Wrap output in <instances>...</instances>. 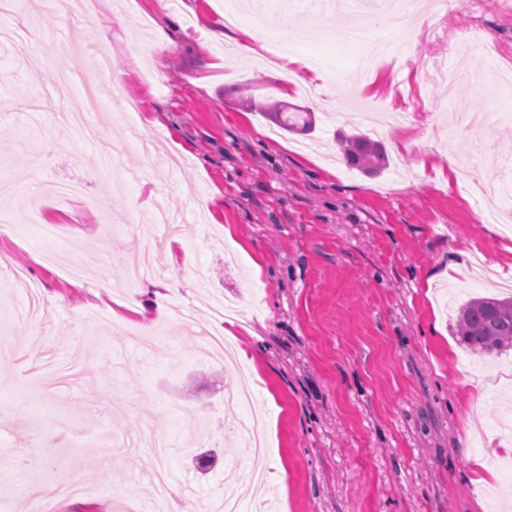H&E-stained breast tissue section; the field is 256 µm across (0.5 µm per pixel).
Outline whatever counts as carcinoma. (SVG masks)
Instances as JSON below:
<instances>
[{
	"mask_svg": "<svg viewBox=\"0 0 512 512\" xmlns=\"http://www.w3.org/2000/svg\"><path fill=\"white\" fill-rule=\"evenodd\" d=\"M267 117L285 131L306 132L311 129V114L290 112L288 107L271 105ZM344 159L349 166L370 175L387 165L382 143L363 134L339 136ZM456 335L474 354L499 353L512 349V297H473L458 311Z\"/></svg>",
	"mask_w": 512,
	"mask_h": 512,
	"instance_id": "carcinoma-1",
	"label": "carcinoma"
}]
</instances>
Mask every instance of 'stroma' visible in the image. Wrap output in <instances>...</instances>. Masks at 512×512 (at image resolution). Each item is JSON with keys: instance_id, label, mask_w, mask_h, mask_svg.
<instances>
[{"instance_id": "1", "label": "stroma", "mask_w": 512, "mask_h": 512, "mask_svg": "<svg viewBox=\"0 0 512 512\" xmlns=\"http://www.w3.org/2000/svg\"><path fill=\"white\" fill-rule=\"evenodd\" d=\"M111 68L92 73L108 94L91 113L131 175L122 192L100 171L95 145L68 120L80 88L59 73L86 48L47 0L0 14L25 36L0 43V253L40 290L0 286V448H22L37 416L71 433L24 473L0 464V512H34L75 481L101 497L60 512H116L119 498L150 501L165 467L171 495L207 512L241 489L237 426L261 411L269 451L268 512H499L492 492L512 487L493 467L512 420V350L475 357L459 345L455 315L512 281V121L489 58L512 64V0H411L408 30L382 0L365 39H389L373 70L339 34L333 8L241 0L237 22L264 9L265 47L250 58L210 39L224 0H77ZM174 45L152 49L155 24ZM295 42L326 76L315 92L293 81L281 45ZM440 58L442 74L411 68ZM137 109L125 113L127 101ZM313 112L307 133L277 127L253 102ZM125 120H118V113ZM375 131L388 165L369 177L331 164L336 133ZM460 164L449 178L442 160ZM80 180L82 195L46 197L43 183ZM75 236L83 275L43 260L54 247L30 202ZM158 260L169 318L143 327V284L118 286L120 264ZM237 296L232 332L251 357L249 401L228 407L233 364L212 357L211 301ZM170 438L157 459L139 438Z\"/></svg>"}]
</instances>
